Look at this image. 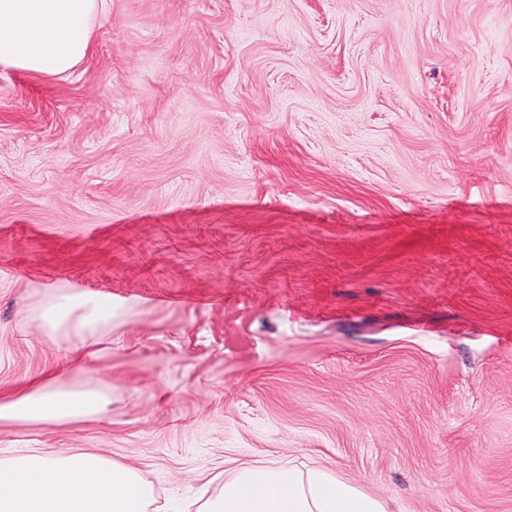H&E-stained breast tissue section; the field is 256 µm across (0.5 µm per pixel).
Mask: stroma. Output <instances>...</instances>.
Returning a JSON list of instances; mask_svg holds the SVG:
<instances>
[{
	"instance_id": "obj_1",
	"label": "stroma",
	"mask_w": 512,
	"mask_h": 512,
	"mask_svg": "<svg viewBox=\"0 0 512 512\" xmlns=\"http://www.w3.org/2000/svg\"><path fill=\"white\" fill-rule=\"evenodd\" d=\"M119 308L91 449L180 512L228 457L387 512H512V0H110L68 78L0 71V397ZM115 304L111 295L99 293L69 291L56 294L41 309L39 318L50 339L62 329L73 332L72 337L83 342L102 329L112 325Z\"/></svg>"
}]
</instances>
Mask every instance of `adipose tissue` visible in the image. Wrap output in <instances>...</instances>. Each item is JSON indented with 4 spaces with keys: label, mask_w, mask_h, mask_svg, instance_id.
Masks as SVG:
<instances>
[{
    "label": "adipose tissue",
    "mask_w": 512,
    "mask_h": 512,
    "mask_svg": "<svg viewBox=\"0 0 512 512\" xmlns=\"http://www.w3.org/2000/svg\"><path fill=\"white\" fill-rule=\"evenodd\" d=\"M108 15L107 0H0V69L65 78L88 56ZM108 295L69 291L41 309L47 334L93 335L111 326ZM112 392L94 383L59 385L52 373L0 399V424H67L105 419ZM213 495L196 512H386L355 480L311 466L273 460L238 463L232 477L216 473ZM153 489L111 457L78 449L66 456L40 448L0 459V512H148Z\"/></svg>",
    "instance_id": "1"
}]
</instances>
